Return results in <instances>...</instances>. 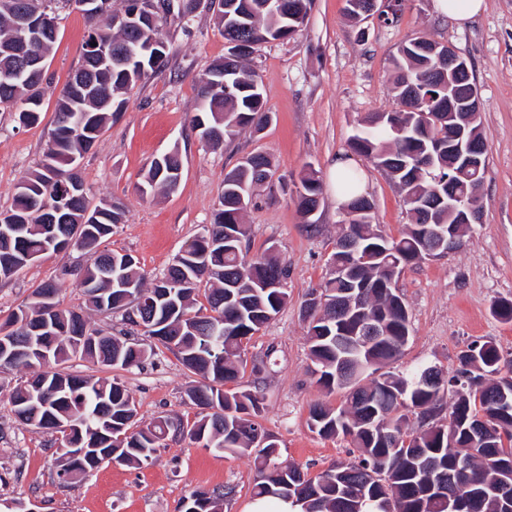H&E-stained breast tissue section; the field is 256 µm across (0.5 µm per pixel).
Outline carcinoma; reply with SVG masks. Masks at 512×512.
Wrapping results in <instances>:
<instances>
[{"label": "carcinoma", "mask_w": 512, "mask_h": 512, "mask_svg": "<svg viewBox=\"0 0 512 512\" xmlns=\"http://www.w3.org/2000/svg\"><path fill=\"white\" fill-rule=\"evenodd\" d=\"M75 2L90 22L85 45L96 39L104 55L84 51L81 64L64 84L56 101L54 128L39 168L19 181L11 208L0 212V279H9L31 263V256L50 248L73 250L86 257L79 269L80 287L90 307L119 314L124 324L154 317L150 338L175 350L182 365L201 377L191 388L190 402L209 410L190 425L159 417L133 431L137 408L125 386L114 378L95 379L44 371L17 388L10 397L22 423L60 433L57 422L77 421V428L55 439L95 456L72 459L60 466L66 474L85 475L113 460L140 466L152 460L159 442L180 435L234 454L254 457L258 471L253 497L276 495L297 512H450L448 502L427 499L422 482L443 478L468 512H512L496 490L512 485V360L502 361L492 341L475 343L459 357L460 368L445 384L431 383L434 367L409 375L383 371L398 360L410 338V321L397 283L404 268L420 263L433 251L434 230L448 229L456 217L448 213V184L475 190L485 170L456 173L448 169L449 115L455 104L475 89L470 70L448 71L444 48L424 38L401 45L393 58V89L400 107L379 112L351 138V148L373 161L396 182L409 224L399 236L385 234L374 222V205L358 193L356 172L339 178L349 196L351 216L336 240L329 264L347 255L355 244L356 273L350 279L328 271L320 289L304 302L309 356L316 384L327 394L345 391L338 407L313 405L308 426L323 437L350 439L352 458L315 476L294 465L275 462L277 444L262 443L265 430L257 421L264 409L259 388H226L245 372L243 355L251 338L288 303V289H265L267 281L288 283L290 270L273 254L250 255L251 225L243 222L249 191L266 184L255 167L269 175V159L256 154L224 173L221 208L204 232L186 240L174 263L145 286L129 253L100 249L112 228L127 221L118 201L93 205L77 166L107 122L126 103L130 90L166 67L168 52L158 61L144 59L140 49L150 40L164 41V27L189 18V13L162 16L150 27L129 15L140 0H123L124 8L100 21L96 7L84 0H0V101L17 104L24 125L36 122L42 106L44 72L26 68L13 55L19 39L16 18L53 17L61 3ZM313 0H210L224 41L251 44L291 36L294 20L306 19ZM56 29L30 27L29 51L47 59L54 50ZM250 54L227 53L200 77V116L194 130L214 148L243 130L260 131L269 122L260 78L247 65ZM182 169L178 152L153 159L142 186L171 190ZM322 181L310 167L299 173L297 203L301 216L319 203ZM134 284L135 300H125L123 284ZM364 291L353 300L345 291ZM57 288L38 287L31 301L0 325V369L29 368L38 357L20 359L13 351L31 340L57 362L79 357L92 363L138 366L154 354L153 344L126 343L87 325L83 316L59 308ZM204 296L208 307H196ZM453 399L448 418L442 417ZM417 425H410V416ZM226 493L216 489L202 500L188 497L195 512H222Z\"/></svg>", "instance_id": "1"}]
</instances>
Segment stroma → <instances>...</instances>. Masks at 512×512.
Listing matches in <instances>:
<instances>
[{
  "instance_id": "obj_1",
  "label": "stroma",
  "mask_w": 512,
  "mask_h": 512,
  "mask_svg": "<svg viewBox=\"0 0 512 512\" xmlns=\"http://www.w3.org/2000/svg\"><path fill=\"white\" fill-rule=\"evenodd\" d=\"M89 24L74 9L60 12L57 41L45 66L42 108L36 123L19 124L14 108L0 105V211L8 210L20 179L35 168L54 127L57 97L81 61ZM418 36L452 46L470 64L481 102L486 173L482 217L463 246L404 269L398 287L407 303L410 339L393 373L421 365L444 372L459 367V356L476 342L493 341L512 359V322L495 307L512 302V0H484L465 24L438 13L434 0H405L397 21L377 15H347V0H313L294 36L258 46L251 65L262 81L271 122L258 133L243 132L214 150L201 142L193 124L197 81L226 51L212 11L199 7L186 25L167 26L169 63L128 96L123 112L109 121L79 165L92 203L118 201L127 223L105 238L106 249L132 254L148 274H161L183 242L211 224L224 192V173L242 157L263 154L276 166L281 189H259L245 214L251 224V254L275 251L290 269L287 306L251 339L246 358L264 360L260 422L274 436L278 460L315 475L348 459L350 444L324 438L308 428L315 403L338 406L342 392L325 394L316 385L308 357V323L301 315L307 294L319 288L342 231L344 203L323 186L316 227L304 224L296 204L298 174L304 167L328 178L336 155L352 157L366 175L365 196L375 220L399 235L408 217L397 185L381 169L353 154L350 138L366 118L395 107L391 59L397 47ZM178 151L182 176L170 194L139 190L150 161ZM76 251L51 252L11 278L0 280V324L29 301L33 291L56 280L62 308L83 313L90 326L112 335L125 330L119 316L89 310L73 270ZM68 276H61L62 268ZM47 369L96 378H117L133 397L141 422L162 416L196 420L198 407L187 391L197 375L166 348L127 369L97 365L78 357L48 361ZM30 368L0 371V499L22 502L32 512H179L195 492L224 487L233 494L224 512H245L257 472L252 457L167 437L153 459L140 467L102 465L81 480L57 476L54 433L19 422L10 397L33 376Z\"/></svg>"
}]
</instances>
